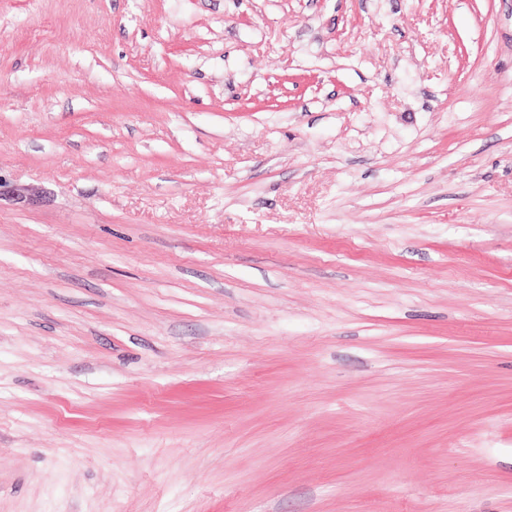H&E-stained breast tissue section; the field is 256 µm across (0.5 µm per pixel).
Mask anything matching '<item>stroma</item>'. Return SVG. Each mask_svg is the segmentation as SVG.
Returning <instances> with one entry per match:
<instances>
[{
  "label": "stroma",
  "instance_id": "obj_1",
  "mask_svg": "<svg viewBox=\"0 0 512 512\" xmlns=\"http://www.w3.org/2000/svg\"><path fill=\"white\" fill-rule=\"evenodd\" d=\"M0 512H512V0H0Z\"/></svg>",
  "mask_w": 512,
  "mask_h": 512
}]
</instances>
